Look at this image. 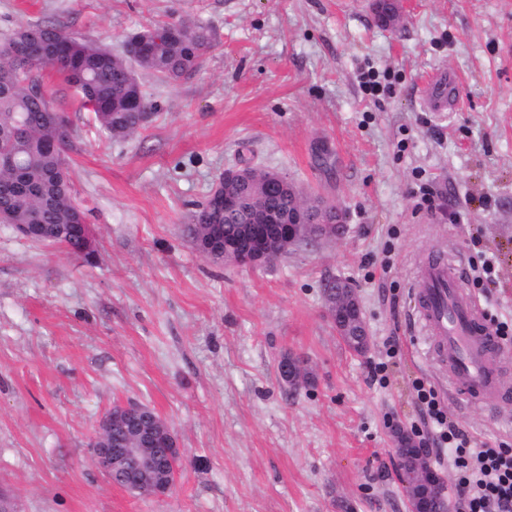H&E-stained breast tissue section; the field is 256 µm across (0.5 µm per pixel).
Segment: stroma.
Returning <instances> with one entry per match:
<instances>
[{
	"mask_svg": "<svg viewBox=\"0 0 512 512\" xmlns=\"http://www.w3.org/2000/svg\"><path fill=\"white\" fill-rule=\"evenodd\" d=\"M0 0V42L34 22L120 50L154 25L214 32L174 82L140 76L151 116L111 139L53 69L43 87L74 131L67 152L90 261L0 224V503L9 512H409L391 422L421 423L433 387L478 445L512 443V397L478 404L427 359L413 284L429 253L466 269L484 313L512 319V0ZM374 69L386 86L365 94ZM457 76L432 111L433 74ZM329 146L327 159L313 151ZM249 158L347 219L257 267L216 264L189 217ZM433 205H426L424 195ZM457 210V224L443 212ZM495 259L494 288L473 278ZM351 282L372 340L350 351L322 293ZM311 386L289 392L283 353ZM145 404L181 451L165 496H133L88 443L113 405ZM293 367L298 380L295 382H284L292 390H298L302 387H309L313 384V376L311 377L310 372L303 366V361L290 353H284L280 356L277 364V373L278 368L281 365H289Z\"/></svg>",
	"mask_w": 512,
	"mask_h": 512,
	"instance_id": "35a3bbf8",
	"label": "stroma"
}]
</instances>
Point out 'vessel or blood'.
Returning a JSON list of instances; mask_svg holds the SVG:
<instances>
[{
  "mask_svg": "<svg viewBox=\"0 0 512 512\" xmlns=\"http://www.w3.org/2000/svg\"><path fill=\"white\" fill-rule=\"evenodd\" d=\"M454 87L449 76L432 82L428 97L433 110L447 109ZM463 278L457 263L435 255L416 281V318L424 335L434 339L426 355L447 367L449 381L471 399H500L512 394V385L502 378L501 342L463 288Z\"/></svg>",
  "mask_w": 512,
  "mask_h": 512,
  "instance_id": "1",
  "label": "vessel or blood"
}]
</instances>
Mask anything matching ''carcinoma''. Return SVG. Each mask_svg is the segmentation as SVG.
<instances>
[{
	"label": "carcinoma",
	"instance_id": "cac0c4a2",
	"mask_svg": "<svg viewBox=\"0 0 512 512\" xmlns=\"http://www.w3.org/2000/svg\"><path fill=\"white\" fill-rule=\"evenodd\" d=\"M25 34L34 37L30 54L0 56V72L13 74L11 80L0 81V127L11 126L19 137L43 143L47 150L28 152L19 149L16 141H0V149L16 152L13 166L0 170V210L20 213L24 223L44 225L45 232L33 241L58 245L68 255L88 262L92 254L84 252L83 238L71 226L77 209L72 187L67 181H57L60 158L71 147L73 130L68 127L66 115L58 113L68 134L66 139L57 141L56 128L45 120V112L54 109L52 102L30 95V89L42 83L43 68L55 69L74 88L82 104L91 107L100 128L110 138L122 139L142 127L139 113L152 107L137 70L162 81L180 78L196 69L211 48L212 31L200 22L183 23L176 32L166 26L149 28L128 40L157 38L160 44L133 57L114 52L99 41L71 35L52 23H32L14 32L16 37ZM242 192L251 200L253 209L271 205L285 214L295 209L286 193L271 191L259 198L251 186ZM190 221L189 234L197 247L206 241L212 225L221 224L226 235L234 236L241 223L233 213H216L211 201L192 212ZM278 365L293 367L298 380L285 382L290 389L313 384V377L300 358L284 353Z\"/></svg>",
	"mask_w": 512,
	"mask_h": 512
}]
</instances>
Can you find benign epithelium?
<instances>
[{
    "label": "benign epithelium",
    "instance_id": "1",
    "mask_svg": "<svg viewBox=\"0 0 512 512\" xmlns=\"http://www.w3.org/2000/svg\"><path fill=\"white\" fill-rule=\"evenodd\" d=\"M251 179L252 170L245 165L225 170L212 193L217 207L226 214L247 209L249 201L237 187ZM267 180L269 186L276 185L288 192L297 208L286 216L271 208L254 212L251 222L244 225L242 237L224 241L223 254L232 255L236 264L252 267L268 263L309 240L335 239L346 230L345 215L334 204L301 195L285 174L272 171ZM328 287L336 292V300L328 303V313L336 331L344 330L340 317L349 312L355 319L354 325L367 336L355 290L339 278L331 280ZM135 415L130 404L122 403L101 418L90 441V452L97 469L110 478L115 465L122 461L128 472L138 479L154 475L167 463L178 469L181 454L170 429L148 436L142 445L131 446L123 439L112 442V421L124 419L130 422ZM390 431L412 512H436L437 503L442 505V512H455L450 480L432 465L425 442L399 422L392 423Z\"/></svg>",
    "mask_w": 512,
    "mask_h": 512
}]
</instances>
